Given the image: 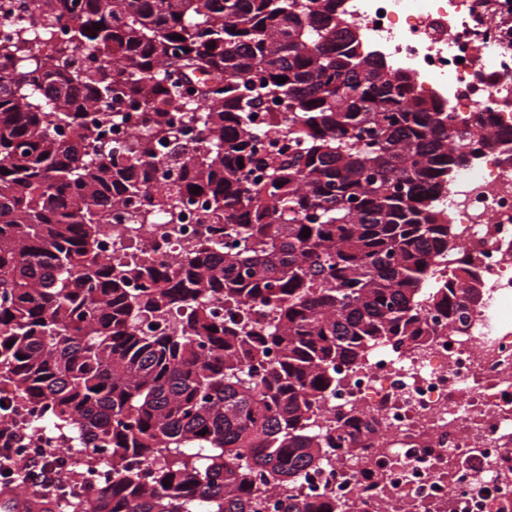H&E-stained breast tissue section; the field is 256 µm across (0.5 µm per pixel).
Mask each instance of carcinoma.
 I'll return each instance as SVG.
<instances>
[{"label": "carcinoma", "mask_w": 512, "mask_h": 512, "mask_svg": "<svg viewBox=\"0 0 512 512\" xmlns=\"http://www.w3.org/2000/svg\"><path fill=\"white\" fill-rule=\"evenodd\" d=\"M47 2L0 41V374L16 401L81 427L90 465L106 453L113 480L67 508L259 512L279 487L275 512H347L300 491L361 433L307 426L336 362L421 342L424 306L459 330L479 293L473 271L425 291L453 246L430 197L466 162L447 106L338 31L339 0ZM40 20L62 36L33 45ZM278 98L290 151L249 130ZM123 99L140 133L120 145L106 127L128 117L105 107ZM159 154L179 168L162 189ZM195 202L202 239L175 264L91 255L112 208L179 224ZM202 294L271 304L278 322L225 319ZM185 306L180 335L136 333Z\"/></svg>", "instance_id": "cac0c4a2"}]
</instances>
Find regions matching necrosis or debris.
<instances>
[{
	"instance_id": "1",
	"label": "necrosis or debris",
	"mask_w": 512,
	"mask_h": 512,
	"mask_svg": "<svg viewBox=\"0 0 512 512\" xmlns=\"http://www.w3.org/2000/svg\"><path fill=\"white\" fill-rule=\"evenodd\" d=\"M340 9L380 59L411 76L415 93L447 104L452 143L470 162L433 196L454 248L437 258L430 285L470 258L484 294L465 331L441 325L421 346L384 342L361 366L342 365V387L310 427L356 418L371 429L372 445L309 469L303 491L356 512H512V161L471 150L477 112H494L498 135L512 138V49L498 27L478 21L475 0H341ZM195 211L188 206L176 226L134 224L113 211L96 254L109 260L145 250L172 262L195 242ZM12 417L25 428L24 453L83 459L77 430L55 426L37 408Z\"/></svg>"
}]
</instances>
